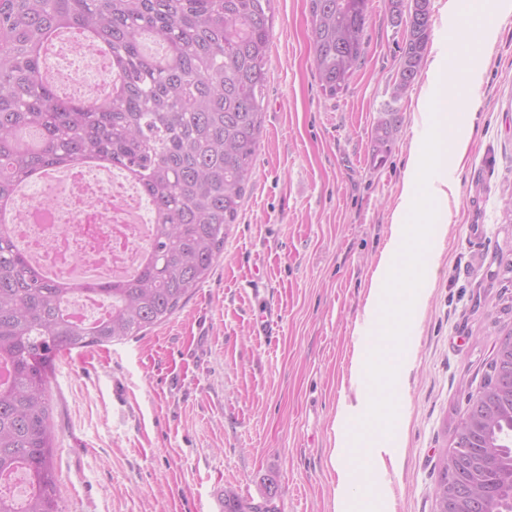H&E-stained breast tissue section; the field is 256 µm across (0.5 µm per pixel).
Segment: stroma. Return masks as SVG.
<instances>
[{"label":"stroma","instance_id":"obj_1","mask_svg":"<svg viewBox=\"0 0 512 512\" xmlns=\"http://www.w3.org/2000/svg\"><path fill=\"white\" fill-rule=\"evenodd\" d=\"M430 0L428 55L466 30L475 0ZM273 38L256 173L224 252L191 299L142 336L60 354L48 378L53 462L64 512H219L234 488L253 502L275 477L276 512H334L336 414L370 393L352 375L365 304L389 240L411 147L431 127L415 109L426 71L392 101L404 26L369 0L367 50L348 88L324 95L312 65L306 0H273ZM459 128L468 152L452 173L458 199L431 255L434 288L413 327L414 368L396 397L404 429L386 467L389 505L434 512L436 464L468 394L480 390L512 311L500 258H512L502 198L512 186V16L477 65ZM395 102L400 126L383 165L374 128ZM479 221L482 233L467 232Z\"/></svg>","mask_w":512,"mask_h":512}]
</instances>
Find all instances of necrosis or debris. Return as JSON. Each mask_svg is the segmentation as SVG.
Here are the masks:
<instances>
[{"label":"necrosis or debris","mask_w":512,"mask_h":512,"mask_svg":"<svg viewBox=\"0 0 512 512\" xmlns=\"http://www.w3.org/2000/svg\"><path fill=\"white\" fill-rule=\"evenodd\" d=\"M52 58L65 95L98 98L106 82L107 64L84 43L62 37ZM50 204L22 199L11 226L36 263L60 277L85 275L121 277L139 264L151 221L143 217V199L134 183L94 170H79L68 178L47 180Z\"/></svg>","instance_id":"necrosis-or-debris-1"}]
</instances>
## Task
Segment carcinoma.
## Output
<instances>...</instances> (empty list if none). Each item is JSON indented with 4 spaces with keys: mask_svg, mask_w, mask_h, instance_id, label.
<instances>
[{
    "mask_svg": "<svg viewBox=\"0 0 512 512\" xmlns=\"http://www.w3.org/2000/svg\"><path fill=\"white\" fill-rule=\"evenodd\" d=\"M272 0H0V201L31 172L107 158L146 197L156 229L140 271L93 288L110 306L91 322L65 309L70 282L42 277L0 230V512H63L53 465L47 379L75 348L139 336L184 306L224 250L255 174L263 132ZM368 0H307L313 63L330 98L344 92L365 53ZM406 29L397 100L414 82L431 33L430 0H388ZM79 34L112 51L104 101H75L42 77L49 46ZM152 37L163 49L144 48ZM397 118L384 110L374 157L385 161ZM512 331L499 341L481 388L498 412L486 430L462 433L461 454L490 497L512 509ZM499 448L487 460L483 449ZM28 488L19 497L14 479ZM275 480L262 504L224 490V512H275Z\"/></svg>",
    "mask_w": 512,
    "mask_h": 512,
    "instance_id": "cac0c4a2",
    "label": "carcinoma"
}]
</instances>
